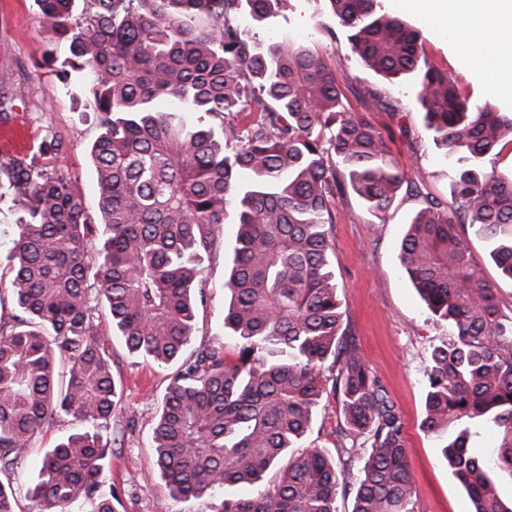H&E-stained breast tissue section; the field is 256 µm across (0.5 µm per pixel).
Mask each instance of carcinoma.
Masks as SVG:
<instances>
[{
    "label": "carcinoma",
    "mask_w": 512,
    "mask_h": 512,
    "mask_svg": "<svg viewBox=\"0 0 512 512\" xmlns=\"http://www.w3.org/2000/svg\"><path fill=\"white\" fill-rule=\"evenodd\" d=\"M244 2L254 21L269 23L284 0H92L80 22L70 0H38L44 26L69 41L59 80L80 76L99 114L91 156L100 210L89 211L56 165L53 140L38 157L0 161L27 215L0 263V304L6 290L16 309L0 321V471L21 464L46 424L70 416L78 429L45 454L35 512H113L99 493L102 429L118 398L94 322L102 297L131 352L177 365L153 436L173 497L218 499L210 512H336L338 493L351 490L352 512H415L402 418L348 339L330 260L336 196L352 193L379 214L404 187L421 207L402 239L401 267L454 329L432 352L421 427L442 442L473 512H512L498 490L512 479V309L458 232L469 226L512 280V179L486 168L512 135V114L461 96L422 54L418 33L377 13L376 0H329L352 53L380 75L413 76L432 141L465 160L451 168L444 203L407 180L382 133L348 111L320 56L247 34ZM232 200L237 247L224 329L238 356L213 346L185 358L203 254ZM98 226L105 240L92 252ZM328 364L344 415L336 462L317 447L294 452ZM479 425L501 434L490 456L469 445ZM263 481L255 495L235 494Z\"/></svg>",
    "instance_id": "obj_1"
}]
</instances>
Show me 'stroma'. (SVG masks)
Returning <instances> with one entry per match:
<instances>
[{
	"label": "stroma",
	"mask_w": 512,
	"mask_h": 512,
	"mask_svg": "<svg viewBox=\"0 0 512 512\" xmlns=\"http://www.w3.org/2000/svg\"><path fill=\"white\" fill-rule=\"evenodd\" d=\"M384 10L406 21L418 32L429 61L447 72L461 95L492 102L512 112V101L491 99L472 70L460 64L445 32L399 0H381ZM240 22L263 44L290 39L310 48L335 69L350 112L365 116L391 148L395 163L407 179L439 199L450 197L444 152L429 137L416 102L412 79H388L375 73L350 50L346 31L332 16L329 0H288L277 27L256 28L249 13ZM68 54V44L41 23L36 0H0V160L39 152L45 141L61 142L59 165L67 171L90 211L99 207V189L90 148L101 132L99 116L82 96L78 85L63 87L44 56ZM381 91L399 117L374 110L367 93ZM418 198L399 193L384 217H375L358 198L338 200L332 226L337 295L343 319L368 369L385 386L404 422L405 443L416 478L417 512H472L471 501L448 468L439 443L421 427L426 397V373L434 348L446 343L451 329L432 319L424 302L404 276L400 244L416 211ZM236 205H229L224 222L204 256L205 299L197 312L191 349L223 346L236 357L238 342L224 333V272L236 246ZM94 320L107 338L112 375L119 401L103 435L112 454L107 459L103 491L112 495L114 512H210L206 499L172 498L156 466L153 433L157 412L170 384L173 366L142 362L131 354L112 326L105 302H97ZM325 391L313 415L302 446L336 454V430L343 424L339 397L332 390L333 375L324 372ZM72 417L60 416L46 425L43 437L24 457L20 468L0 473L17 497L16 512H33L29 490L35 484L46 451L72 433Z\"/></svg>",
	"instance_id": "1"
}]
</instances>
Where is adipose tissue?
Wrapping results in <instances>:
<instances>
[{"instance_id":"ef3b65f1","label":"adipose tissue","mask_w":512,"mask_h":512,"mask_svg":"<svg viewBox=\"0 0 512 512\" xmlns=\"http://www.w3.org/2000/svg\"><path fill=\"white\" fill-rule=\"evenodd\" d=\"M496 98L512 99V0H411Z\"/></svg>"}]
</instances>
